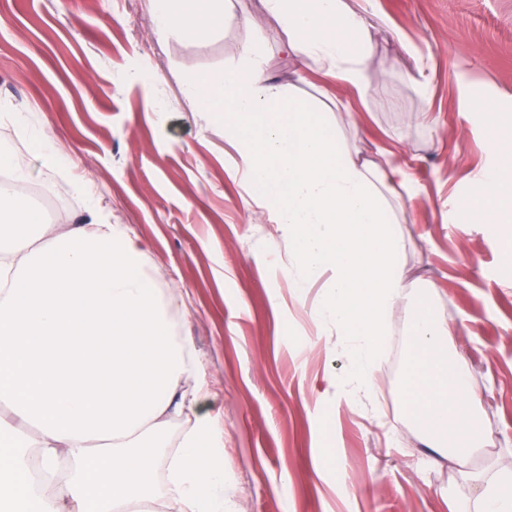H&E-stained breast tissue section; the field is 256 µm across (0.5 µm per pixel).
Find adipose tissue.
Masks as SVG:
<instances>
[{"label":"adipose tissue","instance_id":"ef3b65f1","mask_svg":"<svg viewBox=\"0 0 512 512\" xmlns=\"http://www.w3.org/2000/svg\"><path fill=\"white\" fill-rule=\"evenodd\" d=\"M159 34L210 35L233 0H152ZM324 83L370 100L373 24L349 0H264ZM199 111L224 115V135L240 149L251 202L285 225L300 277L330 274L314 311L346 337L357 374L346 406L369 398L377 357L395 307L411 314L405 409L432 446L463 464L485 438L472 411L470 379L447 353L452 333L433 309V289L406 282L393 228L404 200L392 183L413 184L407 161L388 151L364 156L338 128L287 95L259 48L184 87ZM472 209L512 218V183L481 171ZM38 234L43 245L27 250ZM144 249L125 228L93 214L58 232L23 196L0 197V512H154V463L168 461V512H229L221 430L197 414L177 445L167 429L196 410L186 390L199 370L172 303L143 270Z\"/></svg>","mask_w":512,"mask_h":512}]
</instances>
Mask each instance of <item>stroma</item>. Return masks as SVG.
Wrapping results in <instances>:
<instances>
[{
  "label": "stroma",
  "mask_w": 512,
  "mask_h": 512,
  "mask_svg": "<svg viewBox=\"0 0 512 512\" xmlns=\"http://www.w3.org/2000/svg\"><path fill=\"white\" fill-rule=\"evenodd\" d=\"M207 38L157 35L150 0H0V151L28 174L44 223L66 230L90 210L144 244L143 267L178 294L175 321L199 356L224 423V495L234 512H450L479 489L464 471L512 472V222L451 214L479 172H512V0H376L374 101L299 79L300 62L262 0ZM257 44L271 76L370 151L406 152L413 192L395 230L407 281L430 283L450 347L470 375L486 447L461 466L434 459L404 407L410 315L389 317L373 401L348 409L355 372L342 337L312 319L326 281L296 297L283 225L249 213L245 163L224 120L182 87ZM433 78L430 100L409 72ZM156 101L160 111H147ZM60 146L42 164L14 113ZM467 224L459 232V224Z\"/></svg>",
  "instance_id": "obj_1"
}]
</instances>
